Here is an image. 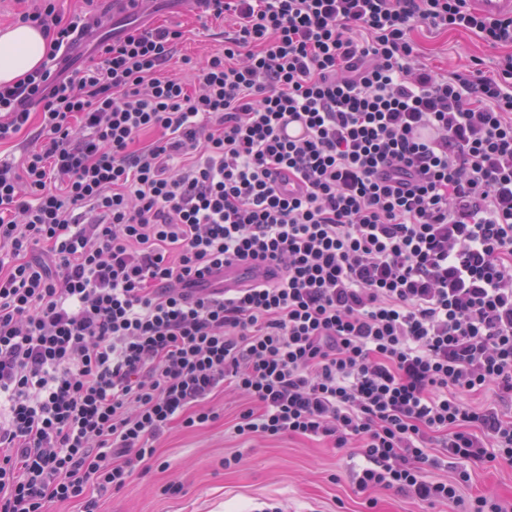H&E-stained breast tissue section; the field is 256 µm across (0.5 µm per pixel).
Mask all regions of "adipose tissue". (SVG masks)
<instances>
[{"label": "adipose tissue", "instance_id": "obj_1", "mask_svg": "<svg viewBox=\"0 0 512 512\" xmlns=\"http://www.w3.org/2000/svg\"><path fill=\"white\" fill-rule=\"evenodd\" d=\"M42 30L30 24L0 29V84L12 83L38 68L47 53Z\"/></svg>", "mask_w": 512, "mask_h": 512}]
</instances>
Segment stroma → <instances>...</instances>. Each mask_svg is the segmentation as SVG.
Returning a JSON list of instances; mask_svg holds the SVG:
<instances>
[{
    "label": "stroma",
    "instance_id": "1",
    "mask_svg": "<svg viewBox=\"0 0 512 512\" xmlns=\"http://www.w3.org/2000/svg\"><path fill=\"white\" fill-rule=\"evenodd\" d=\"M93 10L103 19L95 36L111 39L127 24L146 20L185 25L186 36L179 58L169 65L171 72L184 74L182 57L203 61L209 52L224 44V24L193 18L182 0H151L148 14L116 11L113 0H94ZM414 38L429 65L438 71H461L480 60L485 72H492V49L472 34L417 28ZM242 403L240 396H218L215 404L220 418L207 426L190 430L173 426L156 443L157 459L136 473L120 491L101 498V512H460L453 505L428 506L414 502L393 490L358 492L353 472L363 463L361 449L325 448L299 436L278 439L236 436L231 421ZM239 462L225 466L224 461ZM471 479L460 495H478L512 500V463L471 466ZM179 493H169V486ZM376 500L368 509V500Z\"/></svg>",
    "mask_w": 512,
    "mask_h": 512
}]
</instances>
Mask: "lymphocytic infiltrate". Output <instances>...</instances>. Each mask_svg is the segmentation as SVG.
<instances>
[{
  "instance_id": "obj_1",
  "label": "lymphocytic infiltrate",
  "mask_w": 512,
  "mask_h": 512,
  "mask_svg": "<svg viewBox=\"0 0 512 512\" xmlns=\"http://www.w3.org/2000/svg\"><path fill=\"white\" fill-rule=\"evenodd\" d=\"M40 69L0 86V512L121 490L172 424L359 446V491L461 501L446 457L512 463V16L466 0H198L224 49L139 26L73 75L89 10L16 0ZM497 50L441 74L417 26ZM307 129L283 139L288 121ZM301 195L281 188V172ZM262 261L228 296L206 274ZM492 392L490 406L476 396Z\"/></svg>"
}]
</instances>
